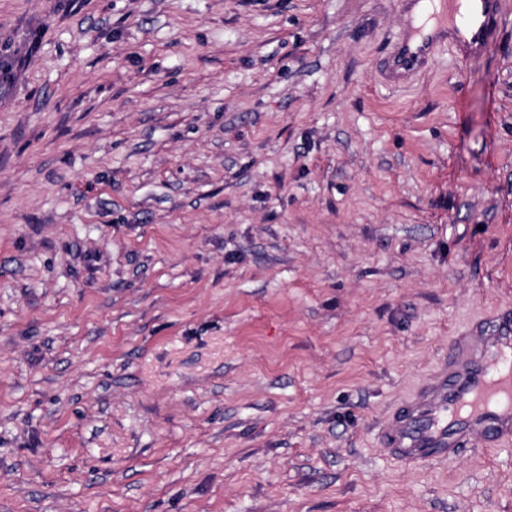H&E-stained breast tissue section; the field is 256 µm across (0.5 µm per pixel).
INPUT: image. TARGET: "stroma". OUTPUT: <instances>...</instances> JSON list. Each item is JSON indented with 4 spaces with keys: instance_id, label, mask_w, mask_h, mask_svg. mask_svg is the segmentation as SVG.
<instances>
[{
    "instance_id": "obj_1",
    "label": "stroma",
    "mask_w": 512,
    "mask_h": 512,
    "mask_svg": "<svg viewBox=\"0 0 512 512\" xmlns=\"http://www.w3.org/2000/svg\"><path fill=\"white\" fill-rule=\"evenodd\" d=\"M399 0H0V512H512L380 434L512 305V12L378 77Z\"/></svg>"
}]
</instances>
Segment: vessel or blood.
<instances>
[{"instance_id": "obj_1", "label": "vessel or blood", "mask_w": 512, "mask_h": 512, "mask_svg": "<svg viewBox=\"0 0 512 512\" xmlns=\"http://www.w3.org/2000/svg\"><path fill=\"white\" fill-rule=\"evenodd\" d=\"M405 26L379 60L384 86L401 89L426 73L441 48L471 62L491 50L505 0H400ZM488 439L512 442V314L496 313L451 342L447 365L404 402L380 443L408 465L452 459L457 448Z\"/></svg>"}]
</instances>
